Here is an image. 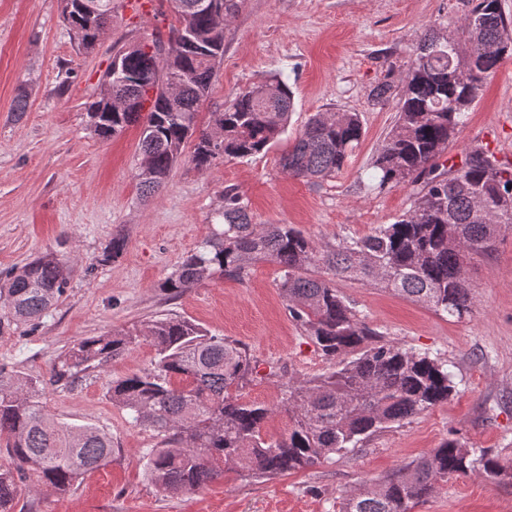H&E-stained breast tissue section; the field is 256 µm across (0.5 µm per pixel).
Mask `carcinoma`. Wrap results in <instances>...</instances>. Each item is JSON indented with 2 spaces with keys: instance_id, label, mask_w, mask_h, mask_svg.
<instances>
[{
  "instance_id": "obj_1",
  "label": "carcinoma",
  "mask_w": 512,
  "mask_h": 512,
  "mask_svg": "<svg viewBox=\"0 0 512 512\" xmlns=\"http://www.w3.org/2000/svg\"><path fill=\"white\" fill-rule=\"evenodd\" d=\"M79 2L61 0V17L78 52L86 53L95 49L105 20L83 12ZM179 2L177 23L154 36L153 52L115 55L125 79L118 90L125 110L113 111L101 97L87 104L91 128L102 139L142 123L141 153L149 170L137 178L146 197L157 195L184 159L205 172L268 151L286 134L294 111L293 92L275 75L236 93L198 128L199 106L224 55L227 18L198 10V0ZM448 25L458 35L432 32L416 48L402 76L396 123L373 165L376 187H415L406 213L366 236L319 242L290 224L253 223L243 195L227 186L211 238L161 284L178 296L216 275L242 278L251 263L271 261L281 268L291 317L329 367L288 383L279 407L244 401L236 391L250 382L257 363L242 343L184 318L149 322L143 337L155 350L151 367L109 382L106 395L156 439L146 466L159 492L201 489L226 468L256 478L304 470L362 447L455 391L448 361L384 339L336 288L340 280L380 285L460 318L472 304L463 258L492 251L512 226L511 167L483 148L467 152L456 169L440 163L483 82L512 55V26L499 0H477ZM362 134L356 112H317L281 157L282 169L307 181L325 180L343 168ZM68 281L66 261L51 255L11 273L0 285V335L35 328ZM137 340L123 331L84 338L60 355L49 383L74 386L104 371ZM44 394V381L0 368V441L14 463L0 467V512H15L26 471L38 474L39 486L65 493L115 453L104 429L57 421ZM276 413L291 422L280 437L264 433ZM471 473L512 479V467L497 457L446 440L430 455L346 495L342 512H412L438 480Z\"/></svg>"
}]
</instances>
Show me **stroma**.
Segmentation results:
<instances>
[{
  "mask_svg": "<svg viewBox=\"0 0 512 512\" xmlns=\"http://www.w3.org/2000/svg\"><path fill=\"white\" fill-rule=\"evenodd\" d=\"M143 2L137 13L115 8L111 31L81 54L61 22L60 0H0V278L47 253L69 266L56 309L35 330L0 336V367L46 379L57 357L82 338L178 316L247 345L258 372L242 398L274 406L289 379L328 367L288 312L280 268L259 261L244 278L217 276L176 298L160 284L210 237L228 185L244 194L254 223L290 224L316 240L361 237L409 210L412 186L376 188L371 164L396 121L400 77L418 44L428 33L447 34L449 18L463 16L475 0H236L199 124L235 93L279 73L294 95L288 137L315 113L356 112L361 142L335 176L319 183L285 173L280 145L205 172L184 161L150 201L142 200L135 177L140 125L103 140L84 109L102 93L116 52L174 22L170 0ZM385 83L389 100L373 102L371 90ZM21 93L29 105L19 115ZM475 146L512 165V55L483 84L445 163H460ZM115 236L125 240L123 254L102 262ZM468 277L472 307L460 319L384 288L337 282L387 340L447 359L455 375L447 402L364 447L269 480L227 470L198 491L161 495L145 466L154 438L105 395L110 381L150 366L155 352L142 341L75 387H48L45 402L59 421L104 428L117 453L64 494L38 489L36 473H27L15 512H340L344 495L448 438L512 462V228L492 253L471 259ZM414 512H512V483L455 475Z\"/></svg>",
  "mask_w": 512,
  "mask_h": 512,
  "instance_id": "1",
  "label": "stroma"
}]
</instances>
